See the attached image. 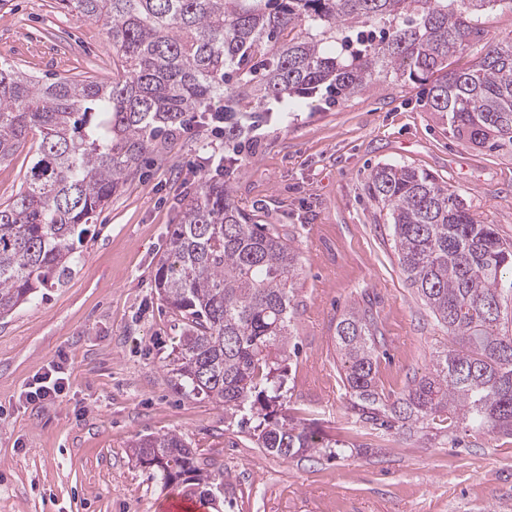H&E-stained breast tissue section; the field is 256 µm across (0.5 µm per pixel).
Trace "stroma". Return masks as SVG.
Masks as SVG:
<instances>
[{
    "instance_id": "1",
    "label": "stroma",
    "mask_w": 512,
    "mask_h": 512,
    "mask_svg": "<svg viewBox=\"0 0 512 512\" xmlns=\"http://www.w3.org/2000/svg\"><path fill=\"white\" fill-rule=\"evenodd\" d=\"M484 29L453 68L512 41V9L490 13ZM112 55L100 26L56 0L0 7V59L25 72L100 81ZM427 94L424 83H378L334 106L310 99L264 127L232 183L235 202L299 254L288 413L356 453L281 458L225 422L222 405L179 388L172 350L182 318L161 305L154 276L224 138L207 126L178 129L97 212L69 277L0 318V512H169L171 490L133 454L141 437L165 433L224 471L215 507L201 512H512L511 438L468 437L457 448L405 438L357 420L342 382L336 323L353 304H377L386 399L449 343L400 268L388 209L367 193L378 167L431 174L512 242V150L460 139ZM62 359L65 396L26 403L35 376Z\"/></svg>"
}]
</instances>
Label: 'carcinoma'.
Segmentation results:
<instances>
[{
	"mask_svg": "<svg viewBox=\"0 0 512 512\" xmlns=\"http://www.w3.org/2000/svg\"><path fill=\"white\" fill-rule=\"evenodd\" d=\"M100 25L115 54L112 82H45L0 61V163L37 139L23 181L0 205V316L60 284L88 224L139 171L162 136L224 102V182H205L174 225L154 283L185 320L172 372L235 418L247 410L258 447L285 459L341 456L348 445L288 417L285 362L299 257L254 223L228 183L271 112L319 94L340 103L387 79L430 84L428 106L472 144L512 149V42L490 43L469 68L448 59L484 34L512 0H59ZM369 196L387 207L410 286L450 343L391 402L376 385L383 333L372 304L336 323L351 407L360 421L408 434L435 420L512 436V243L432 175L401 164L375 170ZM163 486L216 502L221 470L200 467L177 434L134 445Z\"/></svg>",
	"mask_w": 512,
	"mask_h": 512,
	"instance_id": "obj_1",
	"label": "carcinoma"
}]
</instances>
